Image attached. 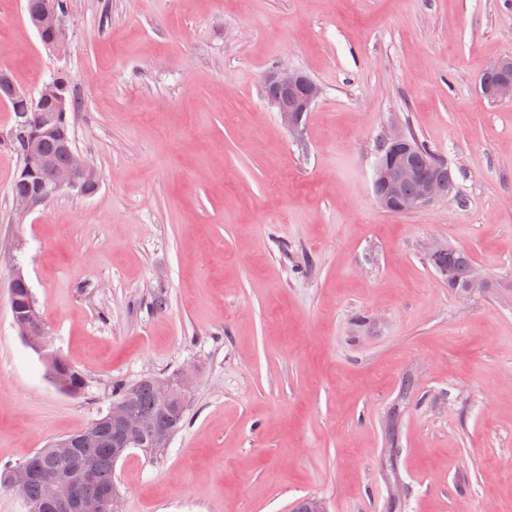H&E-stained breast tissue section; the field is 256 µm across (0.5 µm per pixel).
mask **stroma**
<instances>
[{
    "instance_id": "1",
    "label": "stroma",
    "mask_w": 512,
    "mask_h": 512,
    "mask_svg": "<svg viewBox=\"0 0 512 512\" xmlns=\"http://www.w3.org/2000/svg\"><path fill=\"white\" fill-rule=\"evenodd\" d=\"M56 56L0 0V69L37 95L66 72L74 146L97 172L24 219L0 103V471L106 413L112 386L189 372L187 422L131 449L120 512H512V0H68ZM321 88L300 134L264 93ZM454 169L459 200L381 209L390 124ZM465 249L493 284L450 291ZM23 273L50 382L17 335ZM496 68L502 69V70H507V71L505 72V71L494 70V69H492V70L490 69L489 71H487L484 74V76L482 77L481 89H482V85L489 88V87L494 86L496 83H498L504 77H509V76L512 77V60L511 59H507V60L500 62L499 64L496 65ZM509 68H511L510 71L508 70ZM488 93L492 97L499 99V100H506V99L511 100L512 99V80H510L508 78H504L495 87L489 89ZM448 251L440 256L431 257V263L437 271H443L441 277L448 282V288L459 294H467L474 280L475 264L469 253L463 249L438 245L432 252Z\"/></svg>"
}]
</instances>
